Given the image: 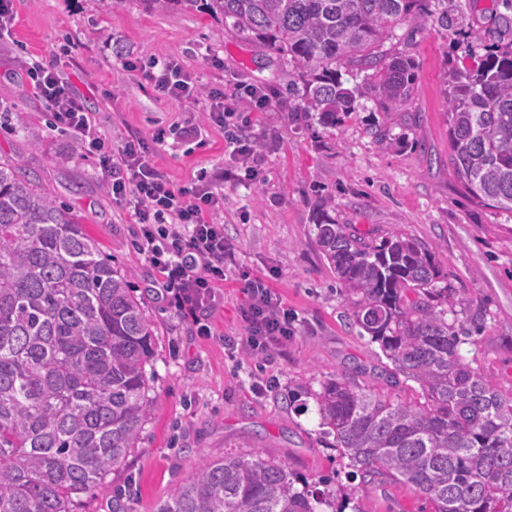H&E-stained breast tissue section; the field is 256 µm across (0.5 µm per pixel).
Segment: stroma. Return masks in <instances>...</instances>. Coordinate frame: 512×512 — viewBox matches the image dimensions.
Returning <instances> with one entry per match:
<instances>
[{
    "mask_svg": "<svg viewBox=\"0 0 512 512\" xmlns=\"http://www.w3.org/2000/svg\"><path fill=\"white\" fill-rule=\"evenodd\" d=\"M13 12L14 27L0 37V156L34 172L113 266L130 273L155 333L147 367L152 413L106 488L80 495L73 512H112L116 494L126 512H154L202 460L255 450L286 461L297 477L327 480L331 493H351L345 512H418L423 501L408 486L349 480L322 434L313 394L324 382L346 374L406 400L416 398L418 386L389 385L391 363L351 324L312 218L326 204L352 231L399 233L435 253L463 301L457 321L479 327L463 355L494 387L512 392V213L472 199L448 161L444 81L465 30L419 29L405 20L395 34L411 37L419 64L407 111L378 112L367 100L341 128L316 134L283 113L279 94L293 75L286 61L207 15L144 0H119L109 13L99 0H13ZM121 57L175 58L205 86L242 82L273 97L248 129L260 145L256 182L223 180L233 160L213 127L203 139L167 144L155 156L177 187L201 168L221 177L224 236L235 262L207 312V336L155 298V272L138 249L132 209L113 201L96 156L52 126L27 73L32 61L53 64L115 146L201 112L198 104L158 98L144 78L117 66ZM374 123L390 128L391 144L373 142L367 129ZM244 273L269 278L294 318L287 347L267 360L225 343L247 334Z\"/></svg>",
    "mask_w": 512,
    "mask_h": 512,
    "instance_id": "35a3bbf8",
    "label": "stroma"
}]
</instances>
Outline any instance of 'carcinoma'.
<instances>
[{
	"mask_svg": "<svg viewBox=\"0 0 512 512\" xmlns=\"http://www.w3.org/2000/svg\"><path fill=\"white\" fill-rule=\"evenodd\" d=\"M163 2L221 18L286 58L287 118L326 131L364 97L378 112L414 98L409 42L385 48L396 24L463 22L456 0ZM496 2L485 33L457 45L473 65L447 75L449 161L472 198L512 211V0ZM343 70L362 82L346 86ZM313 231L352 324L391 360L389 378L419 386L418 399L402 401L338 377L314 394L352 475L411 486L429 512H512V394L463 358L470 334L448 315L464 301L448 294L436 255L402 234L350 232L325 207ZM152 336L130 276L36 175L0 158V512H72L74 498L105 487L152 412ZM155 512L342 510L256 451L205 461Z\"/></svg>",
	"mask_w": 512,
	"mask_h": 512,
	"instance_id": "carcinoma-1",
	"label": "carcinoma"
}]
</instances>
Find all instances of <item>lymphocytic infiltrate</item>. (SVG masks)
I'll return each instance as SVG.
<instances>
[{
	"label": "lymphocytic infiltrate",
	"mask_w": 512,
	"mask_h": 512,
	"mask_svg": "<svg viewBox=\"0 0 512 512\" xmlns=\"http://www.w3.org/2000/svg\"><path fill=\"white\" fill-rule=\"evenodd\" d=\"M120 65L126 71L141 73L158 97L190 103L205 99L203 121L189 118L159 127L150 138L135 136L115 149L85 111L80 96L58 77L55 67L32 62L30 77L55 126L70 133L82 151L98 156L113 199L132 203L139 226V249L158 273L154 285L157 295L191 318L198 334L206 336L210 328L199 313L223 283L227 262L234 256L224 238L223 225L215 220L224 209V195L204 168L192 186L175 187L156 169L154 154L168 139H193L201 136L203 126H213L223 130L234 159L225 180L252 179L257 174L256 144L245 132L248 118L239 105L248 101L261 110L269 98L244 86L230 95L220 88L203 90L196 75L175 60L152 58L143 62L125 57ZM244 290L250 298L242 310L249 333L240 347L247 353L271 356L291 335L288 311L263 279L246 280Z\"/></svg>",
	"instance_id": "f902f5d3"
}]
</instances>
